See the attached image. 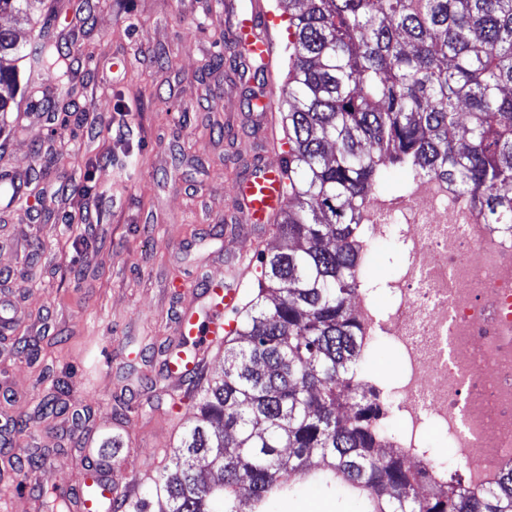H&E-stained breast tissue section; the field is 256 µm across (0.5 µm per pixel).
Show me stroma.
I'll list each match as a JSON object with an SVG mask.
<instances>
[{
    "instance_id": "obj_1",
    "label": "stroma",
    "mask_w": 512,
    "mask_h": 512,
    "mask_svg": "<svg viewBox=\"0 0 512 512\" xmlns=\"http://www.w3.org/2000/svg\"><path fill=\"white\" fill-rule=\"evenodd\" d=\"M28 47L48 30L72 48L69 81L28 110L38 79L18 60L20 91L0 117V172L25 177L0 208V492L37 455V489L83 483L92 449L120 439L113 481L152 490L195 403L173 406L162 372L182 347L173 283L231 282L233 254L255 231L233 186L266 158L249 99L256 80L225 53L224 0H44L39 22L0 14ZM404 263L399 239L364 261L379 309ZM60 394L45 420L40 401ZM269 512H362L359 500L306 482Z\"/></svg>"
}]
</instances>
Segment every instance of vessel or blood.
<instances>
[{
	"label": "vessel or blood",
	"mask_w": 512,
	"mask_h": 512,
	"mask_svg": "<svg viewBox=\"0 0 512 512\" xmlns=\"http://www.w3.org/2000/svg\"><path fill=\"white\" fill-rule=\"evenodd\" d=\"M224 23L230 36V53L238 66L250 73L260 72L264 77L266 89L260 97L252 98L250 110L264 135H271L276 112L272 91L276 48L273 27L276 20L262 0H251L246 11L238 10L234 0H226ZM285 183L283 164L272 165L263 160L253 163L235 185L244 223L259 226L264 235L273 230L286 203ZM200 286L203 299L210 302L206 317H199L191 304L183 305L176 314L179 333L192 337L196 356L191 361H179L173 355H166L163 371L167 377L183 378L205 361L210 351L224 340L227 311L239 303L240 289L227 288L223 283L208 279L201 280Z\"/></svg>",
	"instance_id": "1"
}]
</instances>
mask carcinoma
<instances>
[{
	"mask_svg": "<svg viewBox=\"0 0 512 512\" xmlns=\"http://www.w3.org/2000/svg\"><path fill=\"white\" fill-rule=\"evenodd\" d=\"M43 0H0L28 21ZM288 17L281 102L287 205L258 258L257 291L224 338V372L198 377V416L155 484L164 512H267L314 479L362 512H512V466L476 491L387 454L380 390L351 298L364 281L359 207L391 166L449 181L487 224H512V0H277ZM21 54L0 28V114ZM24 57L59 83L69 50L40 36Z\"/></svg>",
	"mask_w": 512,
	"mask_h": 512,
	"instance_id": "1",
	"label": "carcinoma"
}]
</instances>
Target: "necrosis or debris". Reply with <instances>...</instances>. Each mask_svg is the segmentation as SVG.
I'll use <instances>...</instances> for the list:
<instances>
[{"mask_svg":"<svg viewBox=\"0 0 512 512\" xmlns=\"http://www.w3.org/2000/svg\"><path fill=\"white\" fill-rule=\"evenodd\" d=\"M361 227L364 255L399 231L407 256L389 309L365 287L354 306L369 345L388 340L402 365L385 392L400 425L390 444L424 473L426 494L447 476L425 447L435 429L463 482L487 487L512 462V230L485 223L449 183L423 175L400 195L372 192Z\"/></svg>","mask_w":512,"mask_h":512,"instance_id":"obj_1","label":"necrosis or debris"}]
</instances>
